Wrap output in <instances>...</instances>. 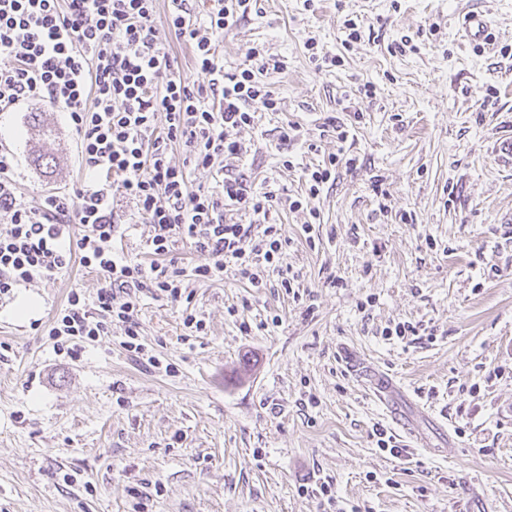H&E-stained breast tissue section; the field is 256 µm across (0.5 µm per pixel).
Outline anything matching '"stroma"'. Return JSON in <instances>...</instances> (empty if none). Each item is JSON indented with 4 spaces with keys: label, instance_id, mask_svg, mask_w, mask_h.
Masks as SVG:
<instances>
[{
    "label": "stroma",
    "instance_id": "35a3bbf8",
    "mask_svg": "<svg viewBox=\"0 0 512 512\" xmlns=\"http://www.w3.org/2000/svg\"><path fill=\"white\" fill-rule=\"evenodd\" d=\"M472 11L490 48L452 28ZM252 46L287 67L264 78L278 111L231 133L246 154L221 174L188 168L183 145L169 156L191 186L227 173L276 192L268 221L289 240L298 296L275 274L254 288L229 270L189 281L188 303L141 293L139 340L170 376L125 351L117 327L78 360L55 353L47 330L68 292L96 295L88 269L15 288L0 299V512H478L485 499L512 512V161L497 152L512 134V0H258L215 42L225 73ZM289 123L300 136L286 143ZM0 141L24 201L79 184L59 106L1 114ZM333 156L311 247L288 201ZM112 203L116 251L150 264L153 229L117 180ZM189 313L204 332L184 327ZM404 321L424 334L384 336ZM343 349L402 385L418 441ZM379 430L401 457L378 448ZM323 482L337 503L312 495Z\"/></svg>",
    "mask_w": 512,
    "mask_h": 512
}]
</instances>
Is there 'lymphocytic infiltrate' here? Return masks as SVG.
<instances>
[{
    "label": "lymphocytic infiltrate",
    "mask_w": 512,
    "mask_h": 512,
    "mask_svg": "<svg viewBox=\"0 0 512 512\" xmlns=\"http://www.w3.org/2000/svg\"><path fill=\"white\" fill-rule=\"evenodd\" d=\"M171 2L168 26L193 49V82L158 36L156 0H0V112L33 101L61 106L90 177L89 185L29 205L13 178L14 154L0 145V215L8 222L0 233V296L75 263L94 271L101 281L94 301L70 291L48 330L55 350L72 359L82 343L108 336L116 325L124 330V349L142 354L137 293L178 301L185 277L210 280L228 266L239 280L256 284L254 265L277 267L287 242L281 225H266L256 243L250 227L224 220L233 210L267 217L274 191L232 176L215 189H194L185 169L169 159L178 143L195 168L221 165L244 153L229 133L253 123V108L276 111V98L254 70L225 73L214 47L234 15L250 11L251 0H218L203 24L193 20L186 0ZM112 173L121 175L138 215L154 228L150 265L114 251ZM75 224L82 233L72 234ZM180 241L199 257L192 268L169 258Z\"/></svg>",
    "instance_id": "obj_1"
}]
</instances>
